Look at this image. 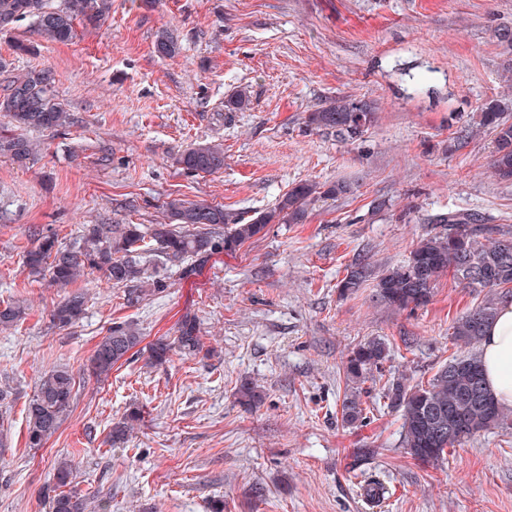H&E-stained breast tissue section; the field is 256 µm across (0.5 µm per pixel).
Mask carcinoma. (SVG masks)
<instances>
[{"label": "carcinoma", "instance_id": "obj_1", "mask_svg": "<svg viewBox=\"0 0 512 512\" xmlns=\"http://www.w3.org/2000/svg\"><path fill=\"white\" fill-rule=\"evenodd\" d=\"M112 11V0H0V31L20 19L31 21L43 38L67 43L73 40L76 23L96 26ZM155 52L163 57L181 50L178 39L167 30L156 35ZM0 112L6 114L15 132L0 134V156L20 166L36 158L27 130L55 131L74 123V118L56 98L52 73L29 70L9 81L7 94L0 97ZM499 106H488L480 114L479 129L493 136L490 168L501 182L512 181V123ZM374 118L372 104L338 96L308 113L306 123L314 129L336 133L341 141L362 136ZM176 164L192 174H214L224 169V148L206 143L184 150ZM343 181L294 184L277 208L255 213L246 220L222 204L194 203L166 197L160 209L168 224H85L78 246L67 248L57 236L37 232L36 246L24 255V266L34 276L47 275L59 288H68L81 277L98 272L127 290V303L135 305L148 296L166 291L169 272L189 278L221 253H234L262 235L269 224L284 220L306 222L310 205L322 197L338 198L349 192ZM428 228L409 256L398 266L377 276L375 297L396 310H414L427 305L435 283L445 274L463 288H484L487 295L464 312L452 326L460 352L441 366L427 383L412 384L400 374L386 381L383 397L387 407L401 413L400 447L411 459L430 463L444 457L446 450L463 444L482 432L505 424L508 416L488 390L477 346L494 319V292L512 289V233L497 224H481L471 213L450 211L427 219ZM372 275L369 264L350 265L336 285L339 295L359 290ZM87 295L67 293L50 311L58 328L75 324L85 314ZM26 308L18 303L0 305V330H9L25 319ZM173 341L160 339L149 346L148 363L163 366L175 352L183 355L202 350L199 329L191 319L182 320ZM142 342L140 330L129 323H115L98 342L89 371L100 379ZM390 347L382 338L359 344L346 357V378L355 385L365 382L373 371L388 361ZM76 378L66 366L42 372L26 413V441L41 448L58 431L71 412ZM362 391L346 394L341 418L346 424L365 419ZM142 420V409H127L112 426L107 443L123 444ZM75 465L64 457L54 464L50 497L51 512H109V503L89 497L73 485Z\"/></svg>", "mask_w": 512, "mask_h": 512}]
</instances>
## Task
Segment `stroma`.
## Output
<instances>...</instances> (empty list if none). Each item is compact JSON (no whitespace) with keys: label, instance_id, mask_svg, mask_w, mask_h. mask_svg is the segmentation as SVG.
Masks as SVG:
<instances>
[{"label":"stroma","instance_id":"obj_1","mask_svg":"<svg viewBox=\"0 0 512 512\" xmlns=\"http://www.w3.org/2000/svg\"><path fill=\"white\" fill-rule=\"evenodd\" d=\"M168 28L182 48L154 51ZM29 44L16 53L15 41ZM0 95L7 76L47 68L74 123L31 132L25 167L0 157V303L27 315L0 331V384H9L10 447L0 454V512H47L53 464L69 457L79 489L110 512H512V425L422 464L399 446L401 419L380 396L387 378L426 381L456 353L455 320L485 296L443 276L431 301L396 311L372 283L339 297L356 260L374 273L400 264L427 216L462 209L512 228V183L490 172L492 137L477 131L483 104L512 101V0H112L97 27L69 43L44 40L29 20L0 32ZM245 92L249 110L226 113ZM348 95L373 103L355 142L307 127L308 112ZM224 146V169L183 171L179 151ZM348 181L345 197L315 202L303 224H271L195 276L172 277L130 306L100 274L76 284L82 320L59 329L49 312L63 289L23 264L34 231L66 246L86 224H160L167 195L220 203L249 216L295 183ZM194 318L204 349L147 367L141 355L105 380L86 368L115 322L147 341ZM384 338L391 356L364 383L365 420L348 425L342 364ZM76 376L68 418L44 448L26 445V410L42 371ZM252 382L256 408L237 391ZM132 404L143 420L121 448L105 438ZM387 488L366 503L354 471Z\"/></svg>","mask_w":512,"mask_h":512}]
</instances>
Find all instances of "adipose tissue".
Instances as JSON below:
<instances>
[{"mask_svg": "<svg viewBox=\"0 0 512 512\" xmlns=\"http://www.w3.org/2000/svg\"><path fill=\"white\" fill-rule=\"evenodd\" d=\"M480 354L487 388L501 406L512 407V297L500 301Z\"/></svg>", "mask_w": 512, "mask_h": 512, "instance_id": "adipose-tissue-1", "label": "adipose tissue"}]
</instances>
